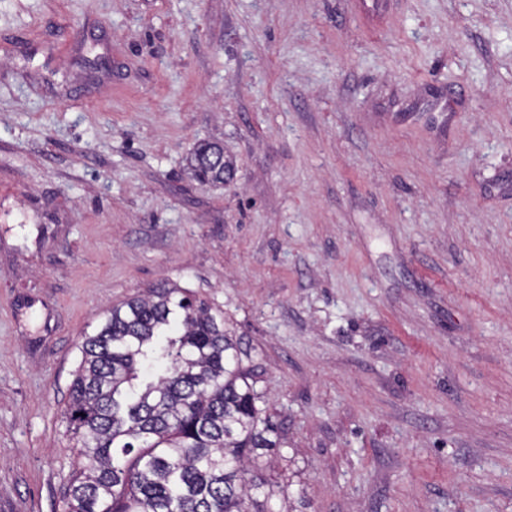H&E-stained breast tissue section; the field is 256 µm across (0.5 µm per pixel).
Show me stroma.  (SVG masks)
<instances>
[{"mask_svg":"<svg viewBox=\"0 0 512 512\" xmlns=\"http://www.w3.org/2000/svg\"><path fill=\"white\" fill-rule=\"evenodd\" d=\"M160 285L293 512H512V0H0V512H62L83 336ZM228 167L224 148L215 143L199 144L188 159V169L195 177L214 184H224V173Z\"/></svg>","mask_w":512,"mask_h":512,"instance_id":"35a3bbf8","label":"stroma"}]
</instances>
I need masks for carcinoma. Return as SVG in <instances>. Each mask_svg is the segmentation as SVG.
Masks as SVG:
<instances>
[{
  "instance_id": "obj_1",
  "label": "carcinoma",
  "mask_w": 512,
  "mask_h": 512,
  "mask_svg": "<svg viewBox=\"0 0 512 512\" xmlns=\"http://www.w3.org/2000/svg\"><path fill=\"white\" fill-rule=\"evenodd\" d=\"M228 167L215 143L188 159L214 184ZM81 354L63 412L79 459L64 512H286L263 475L283 428L258 406L251 351L221 312L152 288L110 308Z\"/></svg>"
}]
</instances>
